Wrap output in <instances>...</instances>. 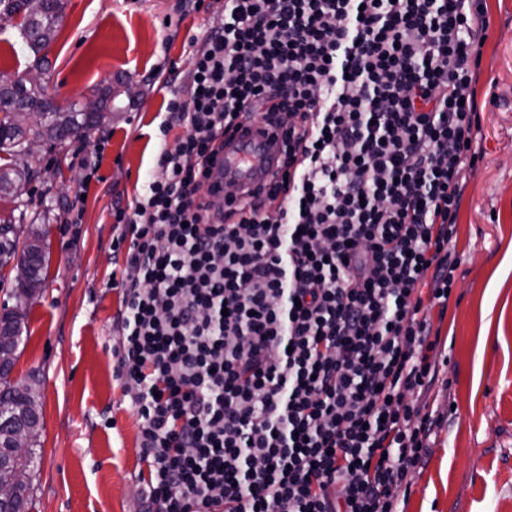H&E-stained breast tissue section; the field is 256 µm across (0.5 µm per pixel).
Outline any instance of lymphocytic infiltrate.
<instances>
[{
	"label": "lymphocytic infiltrate",
	"mask_w": 512,
	"mask_h": 512,
	"mask_svg": "<svg viewBox=\"0 0 512 512\" xmlns=\"http://www.w3.org/2000/svg\"><path fill=\"white\" fill-rule=\"evenodd\" d=\"M485 0H224L126 243L114 372L146 512H400L437 423L463 179L482 158ZM261 117L266 195L215 205L210 162Z\"/></svg>",
	"instance_id": "f902f5d3"
}]
</instances>
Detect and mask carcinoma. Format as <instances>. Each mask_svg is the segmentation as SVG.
<instances>
[{
  "mask_svg": "<svg viewBox=\"0 0 512 512\" xmlns=\"http://www.w3.org/2000/svg\"><path fill=\"white\" fill-rule=\"evenodd\" d=\"M63 5L61 0H0V12H9L23 16L21 31L33 36L31 49L39 53L49 47L57 31ZM23 103L48 105L45 87L29 84L24 78L17 80L11 89H0V153L8 155L7 162L0 164V198L17 197L20 184L31 180L32 173L28 169H19L15 165V156L21 152L33 135L43 141L55 144L60 133L68 130L81 134L94 129L92 117L83 109L70 105L66 108L47 110V121L38 125L36 130L22 127L12 120L15 107ZM21 224L10 220H0V267H4L16 252V233L22 231ZM24 231L35 241L34 272L42 278L45 264V243L42 230L36 224L27 225ZM4 330L12 333L8 347L0 343V357H6L0 365V408H8L15 404H26L39 409L37 395L30 389L20 392L19 387L12 384L10 374L16 359V351L22 339V324H14L4 318ZM10 439L6 432L0 430V484L11 481L15 477L16 468L26 473V480L20 482L18 494L9 503H0V512H28L32 507L31 482L35 469L36 452L28 451L26 462L15 465L9 457Z\"/></svg>",
  "mask_w": 512,
  "mask_h": 512,
  "instance_id": "1",
  "label": "carcinoma"
}]
</instances>
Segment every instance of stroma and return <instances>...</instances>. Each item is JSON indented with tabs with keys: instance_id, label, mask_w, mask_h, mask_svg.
I'll list each match as a JSON object with an SVG mask.
<instances>
[{
	"instance_id": "35a3bbf8",
	"label": "stroma",
	"mask_w": 512,
	"mask_h": 512,
	"mask_svg": "<svg viewBox=\"0 0 512 512\" xmlns=\"http://www.w3.org/2000/svg\"><path fill=\"white\" fill-rule=\"evenodd\" d=\"M46 49L48 95L105 99L110 124L43 151L18 202L45 231V280L10 374L36 381L41 404L32 512H142L139 425L114 373L113 222L146 181L161 140L173 70L224 0H62ZM478 100L482 159L466 173L454 235L458 266L440 322L444 361L428 400L440 416L405 512H512V0H487ZM35 63L18 28L0 30V70ZM138 87L128 96L126 85ZM99 170L81 185V162Z\"/></svg>"
}]
</instances>
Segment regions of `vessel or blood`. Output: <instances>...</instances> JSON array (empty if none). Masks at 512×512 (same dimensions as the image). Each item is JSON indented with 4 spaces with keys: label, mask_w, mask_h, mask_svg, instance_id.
Here are the masks:
<instances>
[{
    "label": "vessel or blood",
    "mask_w": 512,
    "mask_h": 512,
    "mask_svg": "<svg viewBox=\"0 0 512 512\" xmlns=\"http://www.w3.org/2000/svg\"><path fill=\"white\" fill-rule=\"evenodd\" d=\"M282 143L264 123L249 121L224 141V154L216 161L210 181L218 198H225L226 186L237 194L249 193L266 183L275 172Z\"/></svg>",
    "instance_id": "b4317fda"
}]
</instances>
